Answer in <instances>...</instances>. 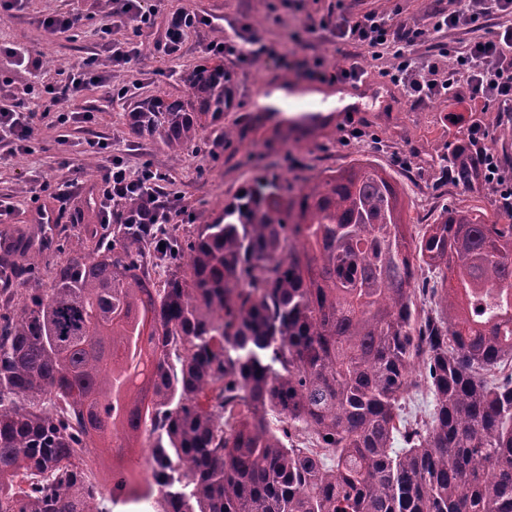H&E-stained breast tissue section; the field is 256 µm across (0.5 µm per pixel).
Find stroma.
Listing matches in <instances>:
<instances>
[{
    "mask_svg": "<svg viewBox=\"0 0 512 512\" xmlns=\"http://www.w3.org/2000/svg\"><path fill=\"white\" fill-rule=\"evenodd\" d=\"M449 5L450 0H345L341 5L336 0H162L161 9L184 6L208 16L211 23L192 32L185 52L175 59L154 47L160 26L140 34L130 27L118 31V38L142 42L152 60L138 76L141 87L135 98L114 100L103 88L87 87L77 93L74 104L91 111L93 120L65 125L55 116L36 114L35 109L44 84L63 81L73 64L93 57L101 68L110 70L109 52L99 33L103 0H19L15 9L0 12V44L30 47L42 63L36 71L0 56V93L23 101L35 112L34 133L24 150L0 143V198L12 205L11 214L0 218V235H31L41 253L38 264L27 273L25 287H46L60 260L87 255L94 247L82 233L83 224L98 221L86 206L101 176L100 166L87 164L91 139L111 142L130 166L148 165L166 174L163 188L169 203L180 212L176 222L183 236L193 232L201 217L217 216L254 179L285 174L294 180L356 160L371 161L396 178L408 204L409 223L430 224L444 209L470 208L488 223L512 224V214L500 209L494 196L462 189L446 176L449 152L465 141L470 125L477 121L485 125L494 150L512 160V139H501L493 113L483 111L467 86L458 87L449 98L415 103L382 77L384 61L366 56L361 63L368 71L367 83L350 89L361 106L359 113L343 110L328 122L296 127L281 115L259 112L253 106L255 91L268 80L335 93V80L311 79L305 71L318 57L325 58L332 69L351 63L354 47L337 43L333 31L342 16L368 11L390 14L398 8L402 19L426 25L435 9ZM46 11L73 12L80 21L67 34L51 35L39 24ZM320 18L327 21V29L316 36L306 33V25ZM284 27L299 32L301 43L295 55L282 61L271 49L276 33ZM246 28L263 39L267 51L250 64L226 59L234 83L232 106L221 122L202 134L192 151L174 154L133 133L128 112L134 99L158 91L187 95L182 77L210 60L207 43L222 38L240 41ZM227 125L233 128V137H222ZM405 157L410 165H402ZM62 179L77 183L64 212L54 197ZM43 211L57 221L41 235L37 228ZM78 216L83 219L79 225L74 222Z\"/></svg>",
    "mask_w": 512,
    "mask_h": 512,
    "instance_id": "obj_1",
    "label": "stroma"
}]
</instances>
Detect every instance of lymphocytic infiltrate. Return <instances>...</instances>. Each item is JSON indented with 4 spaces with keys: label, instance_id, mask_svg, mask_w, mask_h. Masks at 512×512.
<instances>
[{
    "label": "lymphocytic infiltrate",
    "instance_id": "1",
    "mask_svg": "<svg viewBox=\"0 0 512 512\" xmlns=\"http://www.w3.org/2000/svg\"><path fill=\"white\" fill-rule=\"evenodd\" d=\"M113 14L104 15L102 36L110 37L114 28L134 24L136 29L151 26L158 12L149 0H115ZM451 9L436 10L430 28H422L394 17L367 12L344 20L336 27V40L370 54L372 59L386 60L385 77L412 100L423 101L446 96L459 84H466L485 103L494 105L497 120H512V0H451ZM501 17L496 30L486 28L491 16ZM198 12L186 8L168 10L161 40L155 47L164 55L179 57L189 34L203 24ZM463 28L475 32L476 38L466 49L451 43L443 44L441 56L450 61L448 69L437 62L417 55L415 48L424 42L430 31ZM111 83L109 72L99 68L96 59L87 58L72 66L64 86L46 87L44 114H57L61 122L86 123L89 111L72 106L74 96L89 86L106 87ZM487 131L473 123L465 146L475 155L481 172L480 185L492 193L500 207L512 213V168L487 146ZM89 152L104 155L103 174L96 189V210L102 224H169L174 211L161 201L165 174L150 166L130 168L124 159L109 154L107 143L89 141Z\"/></svg>",
    "mask_w": 512,
    "mask_h": 512
}]
</instances>
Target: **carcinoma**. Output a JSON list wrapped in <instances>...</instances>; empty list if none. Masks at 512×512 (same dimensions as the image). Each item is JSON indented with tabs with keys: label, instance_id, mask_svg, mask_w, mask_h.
Listing matches in <instances>:
<instances>
[{
	"label": "carcinoma",
	"instance_id": "carcinoma-1",
	"mask_svg": "<svg viewBox=\"0 0 512 512\" xmlns=\"http://www.w3.org/2000/svg\"><path fill=\"white\" fill-rule=\"evenodd\" d=\"M186 83L129 112L173 152L233 99L220 59ZM448 167L478 185L468 152ZM403 214L356 160L187 238L114 224L46 288L29 237L0 239V512H512V224ZM140 439L146 487L103 495L89 448Z\"/></svg>",
	"mask_w": 512,
	"mask_h": 512
}]
</instances>
